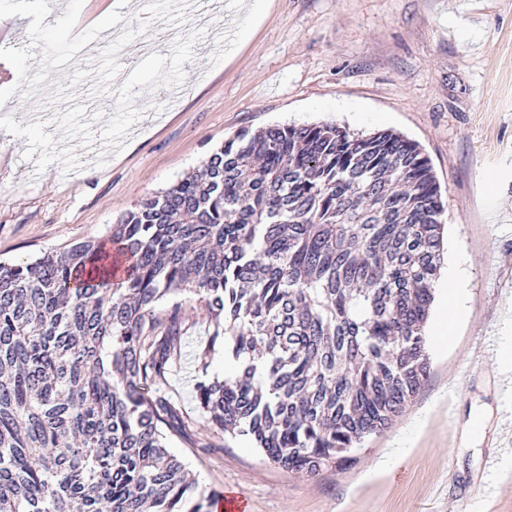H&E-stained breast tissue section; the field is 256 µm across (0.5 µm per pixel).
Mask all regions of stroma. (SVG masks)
Segmentation results:
<instances>
[{"label": "stroma", "mask_w": 512, "mask_h": 512, "mask_svg": "<svg viewBox=\"0 0 512 512\" xmlns=\"http://www.w3.org/2000/svg\"><path fill=\"white\" fill-rule=\"evenodd\" d=\"M110 0H65L69 19L0 0V51L27 87L0 112V261L107 239L144 198L201 169L243 129L335 123L416 142L441 187L445 273L464 261L465 307L406 412L340 469L307 476L223 439L197 411L194 357L221 375L223 341L183 295L186 361L168 395L194 420L171 437L197 490L247 512H512V0H261L246 33L236 0H148L100 39ZM154 28V53L128 46ZM410 450L378 464L397 440Z\"/></svg>", "instance_id": "35a3bbf8"}]
</instances>
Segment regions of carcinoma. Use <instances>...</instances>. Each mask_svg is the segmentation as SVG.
<instances>
[{
	"label": "carcinoma",
	"instance_id": "carcinoma-1",
	"mask_svg": "<svg viewBox=\"0 0 512 512\" xmlns=\"http://www.w3.org/2000/svg\"><path fill=\"white\" fill-rule=\"evenodd\" d=\"M439 185L392 130L273 125L224 141L108 239L0 262V512H207L167 448L192 293L239 368L197 382L217 434L282 468L353 459L430 373Z\"/></svg>",
	"mask_w": 512,
	"mask_h": 512
}]
</instances>
